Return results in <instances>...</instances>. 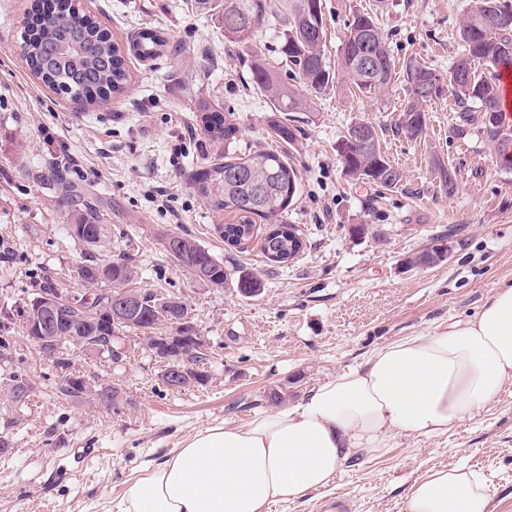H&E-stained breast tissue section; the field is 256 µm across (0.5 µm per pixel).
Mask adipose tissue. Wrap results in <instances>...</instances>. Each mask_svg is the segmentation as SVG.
<instances>
[{"label": "adipose tissue", "mask_w": 512, "mask_h": 512, "mask_svg": "<svg viewBox=\"0 0 512 512\" xmlns=\"http://www.w3.org/2000/svg\"><path fill=\"white\" fill-rule=\"evenodd\" d=\"M512 381V286L472 317L408 336L324 380L297 404L209 426L146 467L124 512H269L333 483L351 460L396 435L437 436ZM405 512H492L486 479L466 466L415 482Z\"/></svg>", "instance_id": "1"}]
</instances>
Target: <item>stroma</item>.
<instances>
[{
	"instance_id": "stroma-1",
	"label": "stroma",
	"mask_w": 512,
	"mask_h": 512,
	"mask_svg": "<svg viewBox=\"0 0 512 512\" xmlns=\"http://www.w3.org/2000/svg\"><path fill=\"white\" fill-rule=\"evenodd\" d=\"M324 51L338 61L353 13H376L399 61L437 72L461 57L459 29L471 0H323ZM29 0H0V324L13 348L0 360V512H122L140 469L163 460L199 430L237 425L271 391L286 403L356 366L389 341L431 335L479 312L495 289L512 285V167L503 166L482 124L454 133L448 97L425 105L427 131L411 140L395 125L405 98L402 76L372 96L347 81L315 98L310 110L282 113L251 84L255 57L289 66L278 39L250 48L225 42L218 13L194 0H92L94 15L120 41L141 29L166 33L161 56H129L126 92L96 108L41 85L19 55ZM208 99L237 129L231 147L206 141L197 104ZM358 120L379 131L383 152L402 180L391 190L350 178L341 144ZM295 128L294 140L274 132ZM265 148L296 169L298 191L285 220L299 228L302 253L269 266L257 239L230 246L217 232L228 222L206 206L191 182L197 166L218 155ZM65 162L81 200H99L104 236L89 248L71 236L74 203L42 182L50 164ZM454 171L447 189L440 168ZM364 224V236L349 229ZM188 234L228 273L215 288L179 266L163 245ZM448 237L450 255L423 269L405 261ZM108 261L131 256L136 289L180 297L208 344L204 384L166 387L162 363L133 331L114 342L120 359L61 346L72 371L94 389L118 390L116 405L61 394V374L20 329V315L44 277L73 298L86 290L71 274L84 253ZM250 273L263 287L236 288ZM31 385L27 402L8 396L11 375ZM459 463L480 470L494 512H512V383L474 417L434 437L397 435L378 457L345 466L328 488L274 505L271 512H403L413 484L433 469Z\"/></svg>"
}]
</instances>
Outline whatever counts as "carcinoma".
I'll use <instances>...</instances> for the list:
<instances>
[{
  "label": "carcinoma",
  "mask_w": 512,
  "mask_h": 512,
  "mask_svg": "<svg viewBox=\"0 0 512 512\" xmlns=\"http://www.w3.org/2000/svg\"><path fill=\"white\" fill-rule=\"evenodd\" d=\"M484 8L470 12L459 34L464 53L448 69L438 73L416 61L402 64L390 53L387 39L370 13H355L347 24L341 45L340 65L354 91L366 96L384 90L403 71L406 99L396 133L407 139H418L428 125L424 104L444 94L452 97L458 107L456 131L462 135L477 121L484 123L488 137L497 143L502 163L512 166V129L507 127L501 108V93L496 73L501 65H512V0H483ZM224 40L237 46H249L258 33L272 30L279 34V55L282 61L298 71L294 83L283 81L275 67L258 57L252 68L253 87L266 96L277 112H302L309 108V98L324 94L338 77L322 49L324 11L322 0H222ZM48 45L62 47L52 60L44 58ZM128 49L89 14L82 15L69 0H56V7L45 10L43 0H32L27 31L22 38L21 54L32 73L43 84L67 94L86 106H95L124 93L129 82L126 64ZM488 67L477 73L472 62ZM307 91L302 94L296 87ZM203 133L214 144L232 142L237 128L224 115L203 99L198 102ZM362 126L374 149L367 152L356 143H349L356 126ZM343 152L345 173L367 180L382 189L396 187L402 179L400 171L383 155L379 134L369 122L352 123ZM65 166L55 163L42 180L51 181L69 193L70 184L64 177ZM297 173L284 157L271 150L259 149L245 157L226 155L207 162L192 178L202 200L218 214L227 213L232 222L223 225L222 237L230 245L252 239L257 221H268L277 234H265L260 239L263 255L273 251L282 258L298 255L304 240L298 229L283 222L284 214L297 192ZM90 202L84 211L73 214L69 225L71 235L88 246L97 245L103 236V225ZM175 247L173 259L183 268L201 272L199 279L215 288L224 287L227 272L208 250L189 235H168ZM448 245L434 244L408 259L411 266H431L446 257ZM76 277L91 287L111 285L117 293L136 277V270L123 257L100 264L89 255L75 267ZM261 281L249 273L239 276L236 288L253 296L260 292ZM140 312L132 325L150 328L165 320L175 325L187 318L186 308L165 304L168 317L155 311V293L143 292ZM62 306L66 317L51 325L46 335L57 337L45 353L60 372L67 371L71 362L59 350L63 342H81L91 352L105 348L112 335V322L102 315L94 320L92 311L65 298ZM177 366L194 376V365L207 360L206 342L186 344L177 351Z\"/></svg>",
  "instance_id": "carcinoma-1"
}]
</instances>
